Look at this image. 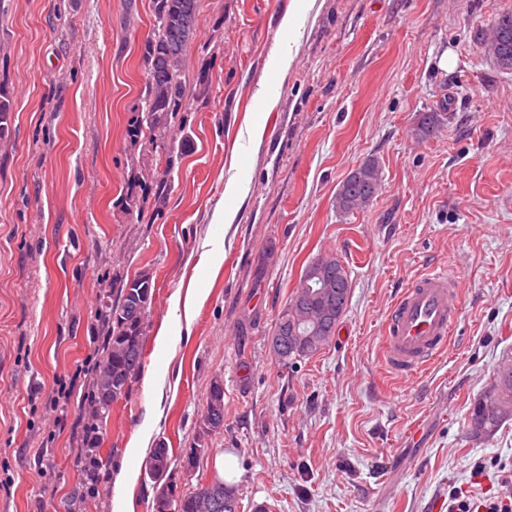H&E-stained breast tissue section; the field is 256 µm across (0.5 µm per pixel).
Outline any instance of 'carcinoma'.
Wrapping results in <instances>:
<instances>
[{
  "label": "carcinoma",
  "mask_w": 512,
  "mask_h": 512,
  "mask_svg": "<svg viewBox=\"0 0 512 512\" xmlns=\"http://www.w3.org/2000/svg\"><path fill=\"white\" fill-rule=\"evenodd\" d=\"M198 6V0H156L153 36L148 45V81L143 103L155 114V120L148 122L145 114L136 119L130 134L133 137L148 130L160 129L182 110L186 86L183 67L169 64L167 57L174 53L187 56L191 38L173 27L163 28V23L177 13ZM12 106L7 94L0 91V138L9 133ZM107 325V338L99 370L123 377L133 383L142 367L145 337V315L134 305L130 284H125L118 299L106 306L102 312ZM207 409L214 412L218 422H224V390L210 384ZM512 421V361L499 367L494 380L475 398L468 415L467 435L473 441L492 438L507 422ZM89 442L91 452L84 457V470L90 479H95L99 470L107 464L99 451L97 431H92ZM197 493L186 494L180 501H172L171 507L177 512H226L224 501L209 496L205 484L196 487Z\"/></svg>",
  "instance_id": "carcinoma-1"
}]
</instances>
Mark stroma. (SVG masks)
Instances as JSON below:
<instances>
[{
	"instance_id": "1",
	"label": "stroma",
	"mask_w": 512,
	"mask_h": 512,
	"mask_svg": "<svg viewBox=\"0 0 512 512\" xmlns=\"http://www.w3.org/2000/svg\"><path fill=\"white\" fill-rule=\"evenodd\" d=\"M294 4V60L274 76ZM153 10L0 0L13 105L0 139V512H112L118 496L152 512L160 446L184 493L233 455L239 512H430L456 492L512 494V421L484 442L466 434L512 360V69L480 47L512 0H199L170 152L129 134ZM267 83L270 102L256 95ZM426 112L445 119L423 138ZM369 159L378 194L337 212V189ZM230 181L247 184L243 200L225 198ZM223 207L226 226L213 221ZM327 254L349 273L347 308L319 352L278 365L268 338ZM444 267L461 307L447 353L413 378L389 373L382 330L399 291ZM143 272L142 369L99 430L108 463L92 484L75 459L95 422L101 310ZM192 292L202 301L171 308ZM217 378L224 427L184 470Z\"/></svg>"
}]
</instances>
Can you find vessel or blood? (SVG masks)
<instances>
[{"label": "vessel or blood", "instance_id": "obj_1", "mask_svg": "<svg viewBox=\"0 0 512 512\" xmlns=\"http://www.w3.org/2000/svg\"><path fill=\"white\" fill-rule=\"evenodd\" d=\"M459 316V289L447 270L419 276L399 295L383 329V360L411 376L443 355Z\"/></svg>", "mask_w": 512, "mask_h": 512}]
</instances>
